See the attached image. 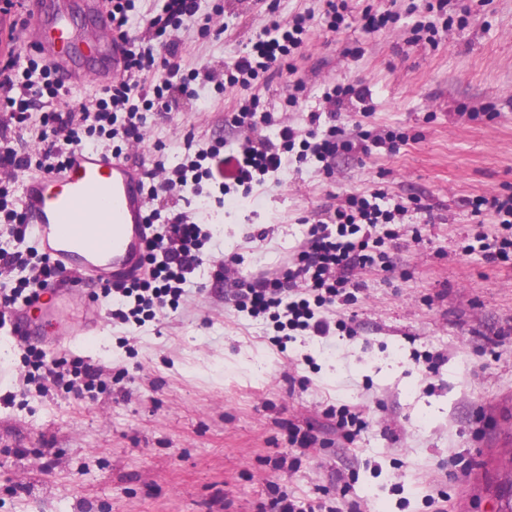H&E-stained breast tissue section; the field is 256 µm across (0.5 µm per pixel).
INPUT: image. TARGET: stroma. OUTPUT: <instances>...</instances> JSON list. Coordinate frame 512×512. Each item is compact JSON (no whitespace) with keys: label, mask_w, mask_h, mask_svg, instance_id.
I'll return each mask as SVG.
<instances>
[{"label":"stroma","mask_w":512,"mask_h":512,"mask_svg":"<svg viewBox=\"0 0 512 512\" xmlns=\"http://www.w3.org/2000/svg\"><path fill=\"white\" fill-rule=\"evenodd\" d=\"M410 2L347 0L341 28H315L293 71L258 93L304 132L326 109L325 85L353 83L370 104L345 103L338 125L404 131L411 142L394 154H338L328 173L291 159L252 197L210 201L212 255L177 312L47 347L51 361L105 364L111 390L42 397L0 386V512H262L282 487L344 512H435L440 497L446 512H495L500 457L512 448V265L463 254L476 224L497 226L460 201L512 189V0H453L454 23L432 44L410 43ZM324 9L323 0H200L186 64L224 70L270 20ZM368 12L399 20L369 31ZM298 81V104L286 106ZM240 95L195 81L179 114L147 113L149 138L124 151L174 162L187 141L234 138L224 125ZM380 188L409 212L384 245L389 268L357 272L355 302L333 312L348 330L282 351L269 322L214 300L225 257L236 256L240 280L274 270L325 206ZM329 404L362 412L367 428L337 439ZM292 424L313 436L310 448L289 445ZM284 456L293 464L281 470Z\"/></svg>","instance_id":"35a3bbf8"}]
</instances>
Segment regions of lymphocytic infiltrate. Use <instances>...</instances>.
I'll return each instance as SVG.
<instances>
[{"mask_svg":"<svg viewBox=\"0 0 512 512\" xmlns=\"http://www.w3.org/2000/svg\"><path fill=\"white\" fill-rule=\"evenodd\" d=\"M106 7L113 33L125 44L124 72L100 97L77 106L68 99L65 82L54 67L31 58L25 69H18L16 31L23 18H15L6 35H0V168L23 174L48 172L62 164L68 148L86 141L122 154V141L139 136L148 111L156 107L166 113L176 110L179 96L200 78L221 90L245 92L231 115L233 127L243 130L244 138L232 145L220 139L209 147L185 151L174 165L154 161V169L162 171L164 179L148 187L153 202L148 222L154 233L147 246V273L100 288L103 297L112 301L111 315L117 323L140 327L158 312L177 311L192 275L205 261L212 239L208 225L197 223L188 211L158 205L160 195L188 192L202 198L247 197L280 171L283 154L296 152L299 159H314L327 170L337 154L352 150L354 139L370 141L390 153L408 141L407 134L393 130L345 134L335 123L337 111L345 101L362 96L361 89L350 83L324 91L329 110L324 115L313 113V128L302 137L292 127L277 126L272 112L263 109L256 87L272 80L302 48L310 34L313 11L297 13L285 25L272 22L249 52L219 74L208 68L184 70L186 44L166 38L169 31L180 30L186 19L196 16L199 0H163L159 11L145 14L140 13L137 0H107ZM135 15L143 22L138 36L130 32ZM323 119L328 125L322 130L318 124ZM272 126L278 132L271 138L265 131ZM12 130L28 133L25 147L9 139ZM463 205L477 217L492 213L501 227L492 235L477 231L466 253L480 251L490 260H512V192L467 198ZM406 213L403 203L382 189L347 195L325 218L309 225L302 241L278 268L237 282L236 309L253 318L268 317L272 341L282 350L297 332L329 336L330 312L354 298L355 272L387 266L382 245L399 237L398 225ZM58 276L56 266L39 252L0 249V279L16 281L14 287L0 292V323ZM20 350L24 372L19 380L37 393H45L50 384L78 396L109 386L101 364L77 357L49 363L44 348L28 341Z\"/></svg>","mask_w":512,"mask_h":512,"instance_id":"lymphocytic-infiltrate-1","label":"lymphocytic infiltrate"}]
</instances>
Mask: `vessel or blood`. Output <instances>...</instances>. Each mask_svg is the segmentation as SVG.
<instances>
[{
    "mask_svg": "<svg viewBox=\"0 0 512 512\" xmlns=\"http://www.w3.org/2000/svg\"><path fill=\"white\" fill-rule=\"evenodd\" d=\"M77 13L89 19V28L73 25ZM26 24L38 35L35 54L58 69L68 84L83 83L89 71L102 87L121 76L122 42L102 49L93 38L94 30L111 26L101 0H38ZM145 170L141 160L73 147L60 167L24 177L20 212L36 248L50 258L63 280L48 285L39 300L22 306L1 330L33 340L49 335L58 344L98 335L107 316L90 301L72 320L60 323L55 334L47 333L44 322L73 307L78 289L144 274L143 255L151 237Z\"/></svg>",
    "mask_w": 512,
    "mask_h": 512,
    "instance_id": "obj_1",
    "label": "vessel or blood"
}]
</instances>
